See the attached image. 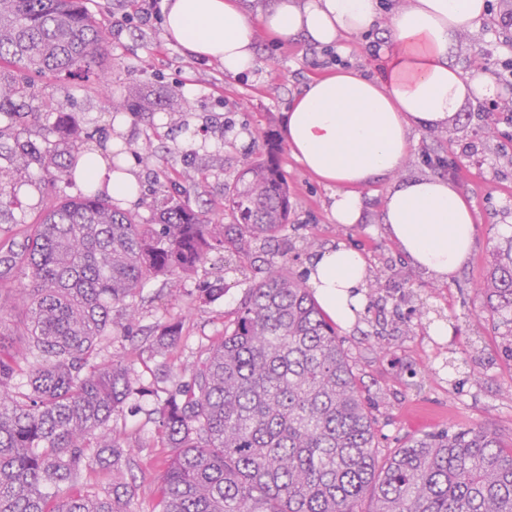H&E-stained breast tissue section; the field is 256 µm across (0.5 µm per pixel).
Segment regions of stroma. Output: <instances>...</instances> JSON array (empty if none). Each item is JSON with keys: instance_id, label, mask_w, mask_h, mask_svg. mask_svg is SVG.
Returning <instances> with one entry per match:
<instances>
[{"instance_id": "obj_1", "label": "stroma", "mask_w": 512, "mask_h": 512, "mask_svg": "<svg viewBox=\"0 0 512 512\" xmlns=\"http://www.w3.org/2000/svg\"><path fill=\"white\" fill-rule=\"evenodd\" d=\"M378 2V25L350 37L342 51L304 40L278 44L258 33L261 68L234 78L225 75L219 61L187 57L166 40L163 25H113V17L132 10V0H88L90 11L111 30V94L98 92L95 82L82 83L65 74L34 79L43 98L64 102L66 111L100 128L98 151L109 153L117 139L127 142V159L140 183L132 211L148 214L160 177L176 181L193 205L223 210L242 159L252 152L254 139L264 135L275 144L290 193L287 229L276 241L254 245L253 260L225 251L211 255L190 274L150 279L136 299L140 334L103 337L102 358L132 355L142 387L111 422L126 432L132 447L136 482L129 512H153L155 507L165 458L155 445L158 408L233 319L260 279L259 262L284 254L298 275L317 252L338 242L361 251L372 275L382 278L379 289L368 290L367 308L358 323L337 330L364 393L375 404L377 456L385 457L409 436L462 425L484 427L503 446H512V361L501 353L512 342V322L486 311L477 293L493 251L512 240V90L503 76L495 78L493 98L466 101L447 128L414 132L411 152L394 178L362 188L363 221L354 226L330 219L328 189L294 160L282 135L283 114L310 77L335 64L372 68L374 50L391 35L389 19L404 4ZM488 2L489 21L462 27L449 52V62L466 75L473 74L477 54L499 62L512 59V0ZM134 95L141 99L145 119L130 116L123 128L113 127V99ZM447 174L472 204L476 237L455 279L440 285L414 268L391 241L381 211L390 181ZM219 279L223 297L207 305L196 303L194 289ZM413 306L426 315L407 330L398 316ZM172 317L182 319L184 332L170 352L171 371L162 377L147 331ZM440 318L450 323L451 335L431 334L432 322ZM380 330L386 335L381 347L376 344Z\"/></svg>"}]
</instances>
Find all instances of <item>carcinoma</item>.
<instances>
[{
    "label": "carcinoma",
    "mask_w": 512,
    "mask_h": 512,
    "mask_svg": "<svg viewBox=\"0 0 512 512\" xmlns=\"http://www.w3.org/2000/svg\"><path fill=\"white\" fill-rule=\"evenodd\" d=\"M109 32L84 0H0V208L14 180L40 191L75 183L94 138L71 112L39 97L20 72L66 71L108 90ZM42 124L37 143L25 136ZM147 224L88 190L60 197L24 219L22 240L0 244V288L16 293L24 341L0 332V512H127L134 486L129 446L110 428L137 392L128 359L100 357V340L124 336L147 280L193 272L214 252L251 255L288 224L290 201L276 151L243 158L225 199L232 223L193 208L177 184L160 185ZM487 308L512 312V245L493 254L478 287ZM183 323L157 325L166 355ZM27 378V391L12 388ZM166 449L155 512H512V448L483 427L410 437L384 462L375 455V417L362 396L336 326L288 259L271 261L224 334L158 409ZM98 465L104 496H45L46 483L75 485Z\"/></svg>",
    "instance_id": "cac0c4a2"
}]
</instances>
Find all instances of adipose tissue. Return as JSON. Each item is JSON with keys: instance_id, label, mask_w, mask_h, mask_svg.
<instances>
[{"instance_id": "1", "label": "adipose tissue", "mask_w": 512, "mask_h": 512, "mask_svg": "<svg viewBox=\"0 0 512 512\" xmlns=\"http://www.w3.org/2000/svg\"><path fill=\"white\" fill-rule=\"evenodd\" d=\"M378 0H163L169 41L195 59L223 63L231 77L259 68L256 32L274 41L298 37L325 47L376 27ZM488 0H406L390 19L392 37L379 51V73L354 69L311 78L293 98L282 132L294 158L331 190L330 212L339 224L362 219L359 186L398 171L412 134L447 127L464 101L490 96V73L468 77L448 60L462 26H481ZM113 201H136L138 181L112 172L95 155L79 176ZM383 222L412 265L436 282L450 283L469 257L476 236L465 195L448 180L419 176L388 188ZM307 283L326 315L353 327L365 309L370 280L362 254L337 244L313 256Z\"/></svg>"}]
</instances>
